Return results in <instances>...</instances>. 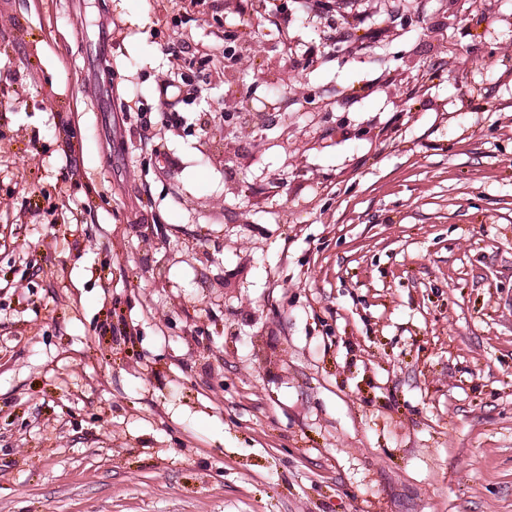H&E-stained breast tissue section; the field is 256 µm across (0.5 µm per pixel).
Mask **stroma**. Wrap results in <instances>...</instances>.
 I'll use <instances>...</instances> for the list:
<instances>
[{"label": "stroma", "mask_w": 512, "mask_h": 512, "mask_svg": "<svg viewBox=\"0 0 512 512\" xmlns=\"http://www.w3.org/2000/svg\"><path fill=\"white\" fill-rule=\"evenodd\" d=\"M239 3L0 0V512H512V0ZM252 98L253 96H249L245 100L243 108L247 111L256 112L257 117L255 118V121L249 123V125L252 128V132H257L258 134L263 135V133L261 132L273 126L275 121H277L276 116L281 115V113L276 114V105L271 104L261 98H258L256 100H258L262 104L263 108H261L260 110L254 109L253 105L250 104Z\"/></svg>", "instance_id": "35a3bbf8"}]
</instances>
